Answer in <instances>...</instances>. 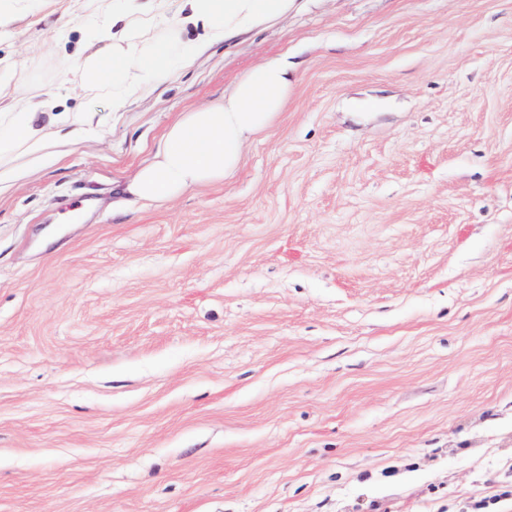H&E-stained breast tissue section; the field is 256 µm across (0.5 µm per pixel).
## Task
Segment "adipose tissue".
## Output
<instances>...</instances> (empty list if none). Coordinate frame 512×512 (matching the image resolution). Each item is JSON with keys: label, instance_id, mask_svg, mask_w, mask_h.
Returning a JSON list of instances; mask_svg holds the SVG:
<instances>
[{"label": "adipose tissue", "instance_id": "ef3b65f1", "mask_svg": "<svg viewBox=\"0 0 512 512\" xmlns=\"http://www.w3.org/2000/svg\"><path fill=\"white\" fill-rule=\"evenodd\" d=\"M293 0H182L169 23L170 39L141 51L139 31L167 10L166 0H147L134 23L121 32L92 31L78 59L85 90L110 91L115 109L166 77L174 57L191 61L213 43L288 12ZM287 58L267 60L239 80L217 103L181 115L152 158L123 185L129 202L164 203L190 189L231 178L251 138L280 112L289 85ZM25 108L0 113V169L15 157H37L56 146L60 135L80 137L91 118L68 111L48 113L47 124Z\"/></svg>", "mask_w": 512, "mask_h": 512}]
</instances>
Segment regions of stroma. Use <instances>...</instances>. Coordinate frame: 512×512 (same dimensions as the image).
Listing matches in <instances>:
<instances>
[{
  "label": "stroma",
  "instance_id": "35a3bbf8",
  "mask_svg": "<svg viewBox=\"0 0 512 512\" xmlns=\"http://www.w3.org/2000/svg\"><path fill=\"white\" fill-rule=\"evenodd\" d=\"M88 0H0V106L94 131L0 181V512H512V0H295L122 111ZM236 174L120 185L265 60Z\"/></svg>",
  "mask_w": 512,
  "mask_h": 512
}]
</instances>
